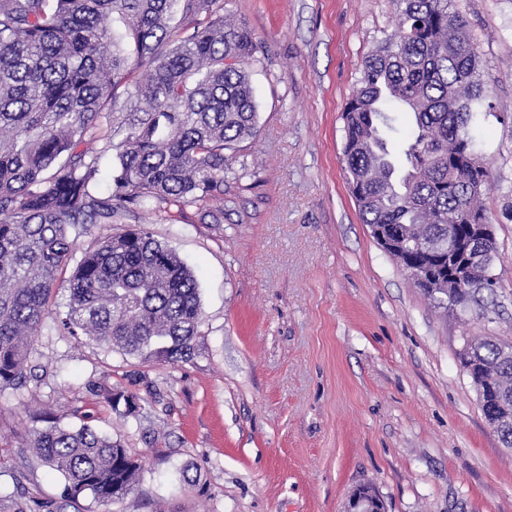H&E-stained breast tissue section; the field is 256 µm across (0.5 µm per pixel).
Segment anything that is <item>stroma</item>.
I'll list each match as a JSON object with an SVG mask.
<instances>
[{"instance_id": "obj_1", "label": "stroma", "mask_w": 512, "mask_h": 512, "mask_svg": "<svg viewBox=\"0 0 512 512\" xmlns=\"http://www.w3.org/2000/svg\"><path fill=\"white\" fill-rule=\"evenodd\" d=\"M453 8L496 107L471 125L493 172L484 317L435 307L363 224L346 179L342 114L364 58L396 29L391 0H224L260 49L257 133L228 155L222 222L195 207L170 222L159 204L94 230L145 226L194 271V351L171 364L71 334L57 289L25 383L0 389V512L29 496L61 512H343L363 485L385 512H512V449L458 359L467 336L512 343V0ZM111 391L137 395L139 416L113 411ZM46 419L89 422L145 454L135 492L62 502L63 479L31 447Z\"/></svg>"}]
</instances>
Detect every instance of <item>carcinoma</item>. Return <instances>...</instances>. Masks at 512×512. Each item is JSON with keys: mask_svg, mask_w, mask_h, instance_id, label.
I'll list each match as a JSON object with an SVG mask.
<instances>
[{"mask_svg": "<svg viewBox=\"0 0 512 512\" xmlns=\"http://www.w3.org/2000/svg\"><path fill=\"white\" fill-rule=\"evenodd\" d=\"M398 30L364 59L343 119L349 184L363 223L398 229L389 251L437 304L484 308L493 276L448 294L459 260L448 234L488 223L491 179L469 125L490 112L476 43L451 0H393ZM258 44L224 16V0H0V387L26 378L58 274L67 281L62 324L109 348L178 362L191 355L202 306L197 280L145 227L93 240L76 256L70 233L114 224L166 203L224 200L226 153L256 135L248 65ZM411 114L402 156L388 148L390 109ZM125 113L105 134L119 166L110 191L95 186L101 154L89 147L104 115ZM475 387L500 397L497 436L512 448V343L463 342ZM137 416L136 397L107 396ZM41 461L64 479L63 498L100 503L133 493L141 459L84 423L33 431ZM16 512H57L32 497Z\"/></svg>", "mask_w": 512, "mask_h": 512, "instance_id": "cac0c4a2", "label": "carcinoma"}]
</instances>
